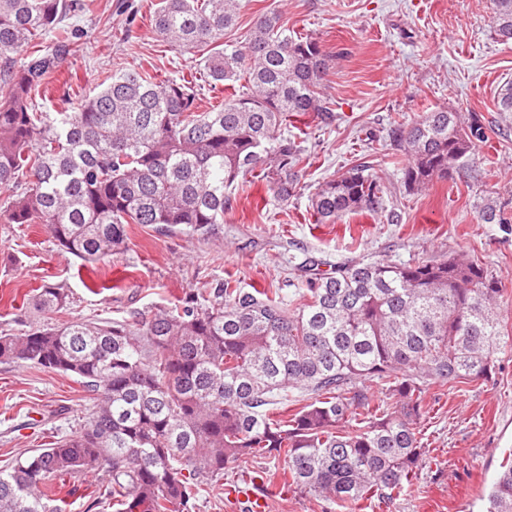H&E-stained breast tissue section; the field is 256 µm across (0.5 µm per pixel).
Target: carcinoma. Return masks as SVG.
<instances>
[{
    "instance_id": "obj_1",
    "label": "carcinoma",
    "mask_w": 512,
    "mask_h": 512,
    "mask_svg": "<svg viewBox=\"0 0 512 512\" xmlns=\"http://www.w3.org/2000/svg\"><path fill=\"white\" fill-rule=\"evenodd\" d=\"M245 0H160L152 24L170 46L206 52L212 85L232 92L209 106L182 77L157 81L135 69L64 112L39 106L61 56L79 51L66 24L91 0H0V204L9 224H44L78 258L105 260L126 247V226L210 238L224 223L226 190L257 172L280 201L304 159L281 134L292 117L329 123L324 96L331 55L294 38L275 11L249 37L224 43ZM496 34L512 40V0H496ZM56 43L15 66L37 39ZM245 80L239 87L234 83ZM497 111L512 119V82ZM407 157L406 192L467 165L485 132L446 109L391 130ZM387 187L354 167L320 184L315 223L359 211L387 212ZM485 224L512 219L492 202ZM307 300L291 310L258 288L225 281L203 304L190 294L172 308L130 320L69 321L0 334V361L31 363L81 379L93 413L77 433L0 471V512H64L44 487L84 470L108 476L115 512H194L201 483L244 459L283 460L293 483L339 506L391 500L409 485L425 447L421 422L432 384L487 379L501 350V288L484 266L459 255L414 263L354 262L302 280ZM68 294L34 298L59 313ZM382 387L371 407L361 383ZM315 397L287 421L265 407L289 390ZM484 512H512V457L483 496Z\"/></svg>"
}]
</instances>
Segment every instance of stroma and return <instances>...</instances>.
<instances>
[{"instance_id": "obj_1", "label": "stroma", "mask_w": 512, "mask_h": 512, "mask_svg": "<svg viewBox=\"0 0 512 512\" xmlns=\"http://www.w3.org/2000/svg\"><path fill=\"white\" fill-rule=\"evenodd\" d=\"M158 2L94 0L92 12L72 17L80 50L64 56L49 79L48 109H70L116 69L158 80L198 72L201 51L171 47L156 34L150 19ZM272 8L289 35L315 39L333 57L326 86L333 122L310 114L282 129L305 159L293 196L279 201L265 181L246 175L229 191L217 237L164 235L131 224L126 249L98 263L65 251L45 225L0 221V333L128 319L189 294L207 299L210 288L227 279L267 290L295 309L304 302L301 282L312 261L327 271L355 260L412 263L464 254L502 284L504 347L489 379L430 386L422 431L426 463L403 493L343 508L293 485L281 461L251 459L202 486L195 512H248L224 489L253 482L267 512H483L482 493L512 452V223H482L475 203L492 199L512 216V124L496 110L501 86L512 80V41L501 42L494 32L493 0H247L228 41L243 40ZM438 108L475 118L488 139L478 144L471 169L406 193L405 158L390 130ZM358 165L387 185L399 223L368 211L315 223V189ZM47 286L66 291L61 313L31 308ZM92 405L77 377L0 363V470L79 431ZM103 483L100 473L83 472L57 495L66 512H113L111 501L97 496Z\"/></svg>"}]
</instances>
